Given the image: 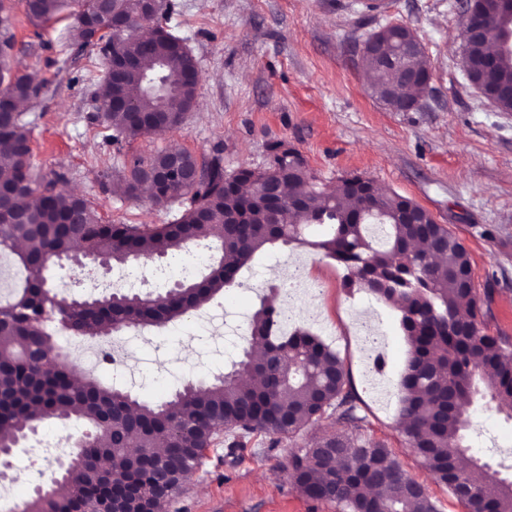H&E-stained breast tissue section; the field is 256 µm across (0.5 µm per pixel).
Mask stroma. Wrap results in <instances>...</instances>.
Returning <instances> with one entry per match:
<instances>
[{"mask_svg": "<svg viewBox=\"0 0 512 512\" xmlns=\"http://www.w3.org/2000/svg\"><path fill=\"white\" fill-rule=\"evenodd\" d=\"M174 2L168 25L197 61L196 103L180 128L117 144L107 139L90 104L100 75L97 53L69 45L68 20L33 25L23 0H10L12 64L42 85L40 97L24 108L38 175L65 174L68 188L89 200L102 223L166 224L177 204L119 193V177L133 158L177 147L206 161L218 151L230 174L267 166L270 145L284 143L303 155L320 182L362 175L411 198L447 225L471 256L475 287L488 297L487 333L512 337V112L492 106L466 78L457 0H383L377 11L366 10L365 0ZM391 22L417 32L430 63V91L412 112L392 111L369 93L359 57L364 38ZM298 259L325 291L316 304L297 302L296 313L331 326L326 342L350 375L365 417L361 435L390 448L439 512H466L411 452L397 401L380 404L361 369L350 312L370 307L380 317L386 377L398 384L408 345L397 310L365 292L348 294L335 264L310 248H274L237 286L214 298V305L228 309L222 334H207L193 317L144 330L120 376L107 367L92 370L85 342L66 351L79 370L163 402L185 382L223 373L245 344L234 336V326L248 323L269 291L267 270L288 269ZM133 272L126 288L141 293L162 291L182 276L179 265L151 261ZM162 335L167 341L160 350L155 341ZM188 345L194 352L190 361L181 355ZM472 410L471 455L502 464V477L512 479V417L481 399ZM84 429L79 421L48 419L14 448L13 467L0 481L12 497V512H20L32 494L24 475L48 479L69 461ZM343 430L330 416L290 440L257 436L241 448L212 445L182 492L167 501L166 512H337L335 504L302 495L289 479L288 463L299 449Z\"/></svg>", "mask_w": 512, "mask_h": 512, "instance_id": "1", "label": "stroma"}]
</instances>
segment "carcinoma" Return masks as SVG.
Here are the masks:
<instances>
[{
	"label": "carcinoma",
	"instance_id": "1",
	"mask_svg": "<svg viewBox=\"0 0 512 512\" xmlns=\"http://www.w3.org/2000/svg\"><path fill=\"white\" fill-rule=\"evenodd\" d=\"M477 7L492 36L512 22V0H477ZM174 8L173 0H158L149 14L140 0H109L105 8L98 0H25L37 26L71 10L69 37L77 50L96 46L107 64L114 55L133 63L121 81L107 74L95 91L96 101L108 106L97 118L112 129L115 143L181 126L196 102L199 83L188 78L195 58L161 23ZM10 9L9 0H0V92L4 106L13 108L36 96L38 84L13 70ZM405 40H419L406 24L380 36L386 57L362 56L371 94L386 103L395 67L429 69L424 48L403 50ZM467 54L473 80L501 93L503 110L512 111V97L504 94L512 88V55L489 61L486 40L469 44ZM27 125L22 112L0 123V145L10 148L0 165V190L11 194L20 212L19 219L0 222V253H12L27 272L12 301L0 304V448L14 447L50 418L80 420L86 431L66 467L38 483L21 512H98L106 501L112 512H149L156 472L164 470L171 496L179 495L203 449L220 437L231 446L253 436L291 439L330 409L343 424L358 427L362 417L338 353L308 330L281 334L282 309L265 300L248 326L250 341L265 346V357L244 348L224 375L201 385L188 382L162 403L94 378L73 385L74 364L49 331L54 324L80 340L100 323L121 331L164 326L237 284L242 271L274 246L306 243L307 224L326 228L309 246L344 269V288L367 291L400 314L409 353L398 419L406 422L409 447L468 512H512V487L486 494L497 471L467 457L464 445L476 397L512 410V337L485 333L470 254L430 211L359 175L321 187L302 154L280 142L271 145L262 170L228 176L223 157L214 155L197 185L184 184L171 168L170 150L136 157L118 190L138 198L140 174L150 169L164 174L153 199L177 201L181 210L168 224H104L85 198L65 188V175L47 179L34 172ZM273 184L281 195L274 206L266 194ZM376 224L384 228L379 248L369 240ZM206 242L212 254L203 274L155 296L115 291L76 297L45 276L64 260L83 268L90 257L107 265L177 259ZM289 477L304 496L334 503L340 512H438L425 491H393L414 478L389 448L370 438L324 436L293 455ZM58 483L67 495H58ZM376 488L385 493L375 494Z\"/></svg>",
	"mask_w": 512,
	"mask_h": 512
}]
</instances>
